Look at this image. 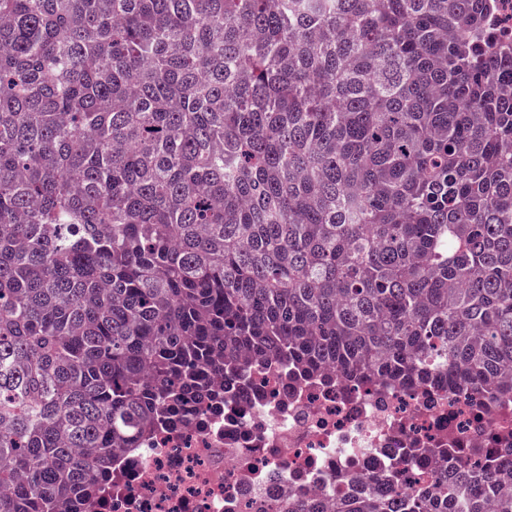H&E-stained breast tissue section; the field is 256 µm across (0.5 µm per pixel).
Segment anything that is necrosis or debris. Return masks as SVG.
I'll return each mask as SVG.
<instances>
[{"instance_id": "necrosis-or-debris-1", "label": "necrosis or debris", "mask_w": 512, "mask_h": 512, "mask_svg": "<svg viewBox=\"0 0 512 512\" xmlns=\"http://www.w3.org/2000/svg\"><path fill=\"white\" fill-rule=\"evenodd\" d=\"M224 400L189 407L120 453L97 512H269L305 492L331 499L347 475L400 470L430 480L435 448L512 446V403L465 406L447 385H352L328 374L297 379L284 363L256 364Z\"/></svg>"}]
</instances>
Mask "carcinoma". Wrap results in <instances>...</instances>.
<instances>
[{
    "instance_id": "obj_1",
    "label": "carcinoma",
    "mask_w": 512,
    "mask_h": 512,
    "mask_svg": "<svg viewBox=\"0 0 512 512\" xmlns=\"http://www.w3.org/2000/svg\"><path fill=\"white\" fill-rule=\"evenodd\" d=\"M491 0H0V512H93L239 355L512 400ZM271 512H512V456Z\"/></svg>"
}]
</instances>
